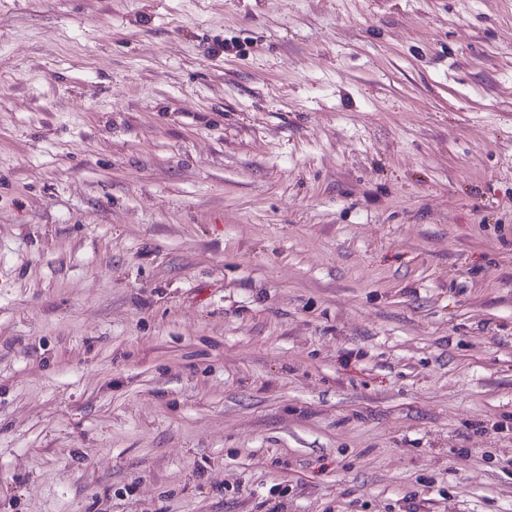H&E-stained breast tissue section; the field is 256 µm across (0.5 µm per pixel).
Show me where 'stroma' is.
I'll return each instance as SVG.
<instances>
[{
    "instance_id": "stroma-1",
    "label": "stroma",
    "mask_w": 512,
    "mask_h": 512,
    "mask_svg": "<svg viewBox=\"0 0 512 512\" xmlns=\"http://www.w3.org/2000/svg\"><path fill=\"white\" fill-rule=\"evenodd\" d=\"M0 512H512V0H0Z\"/></svg>"
}]
</instances>
